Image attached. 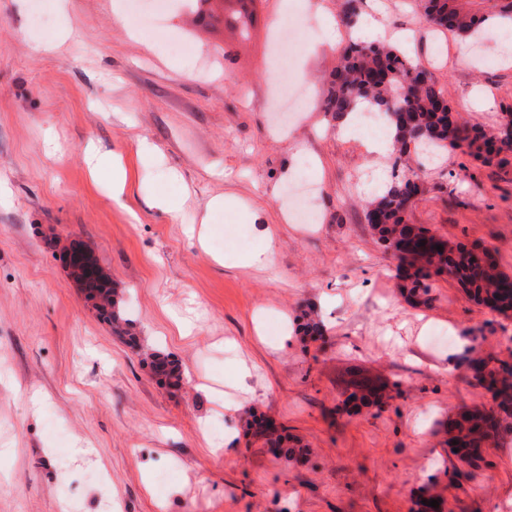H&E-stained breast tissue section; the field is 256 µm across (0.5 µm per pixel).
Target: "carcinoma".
Segmentation results:
<instances>
[{
    "instance_id": "cac0c4a2",
    "label": "carcinoma",
    "mask_w": 512,
    "mask_h": 512,
    "mask_svg": "<svg viewBox=\"0 0 512 512\" xmlns=\"http://www.w3.org/2000/svg\"><path fill=\"white\" fill-rule=\"evenodd\" d=\"M230 25L242 36L256 23L247 0ZM425 22L434 30H448L463 39L476 38L496 18L512 20V0H421ZM368 103L382 111L394 131L393 166H399L410 146L459 152L484 166L505 168L512 163V137L503 129L487 131L454 115L444 91L418 62L393 45L378 46L351 40L344 47L340 64L332 74L323 99V112L336 122ZM423 191L420 176L405 164L385 189L368 203L365 221L377 242L396 261L398 276L410 298L430 294L438 277L447 276L477 305L508 315L512 311V277L500 271L487 249H470L464 244L445 246L431 231L410 223V212ZM441 249H436V246ZM84 288L101 302L99 309L112 323V331L131 342L132 322L114 298L106 275L84 283ZM154 373L175 384L181 381L176 361L153 354ZM484 372L473 376L476 384L491 395L492 404L483 410L466 411L448 421V448L455 456L477 468L484 449L504 432H512V366L489 358ZM348 401L355 407L380 404L374 389L357 385ZM288 435L272 431L267 443L286 459L294 454Z\"/></svg>"
}]
</instances>
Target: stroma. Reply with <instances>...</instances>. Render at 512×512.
Returning a JSON list of instances; mask_svg holds the SVG:
<instances>
[{"label":"stroma","instance_id":"35a3bbf8","mask_svg":"<svg viewBox=\"0 0 512 512\" xmlns=\"http://www.w3.org/2000/svg\"><path fill=\"white\" fill-rule=\"evenodd\" d=\"M37 1L0 0V512H413L430 484L442 512H512V435L475 478L453 479L445 434L459 410L489 406L469 363H512V315L444 280L428 302L401 295L364 219L375 159L320 106L342 44L297 41L314 104L279 133L267 102L282 0H255L246 39L195 26L180 5L144 35L121 0H41L35 28ZM360 11L411 34L404 52L464 119L494 129L512 113V65H494L490 46L463 58L419 0ZM142 139L155 164L139 161ZM100 153L126 162L121 200L109 168H92ZM303 158L320 188L310 228L286 199ZM420 174L412 223L490 249L512 276V166L445 152ZM158 194L177 214L151 207ZM220 194L242 207L209 209ZM241 224L265 266L240 265ZM75 244L110 278L140 349L74 283ZM310 306L325 331L304 341L294 327ZM147 351L177 360L181 385L159 384ZM357 375L387 403L342 410ZM252 414L287 428L303 457H275L247 433Z\"/></svg>","mask_w":512,"mask_h":512}]
</instances>
